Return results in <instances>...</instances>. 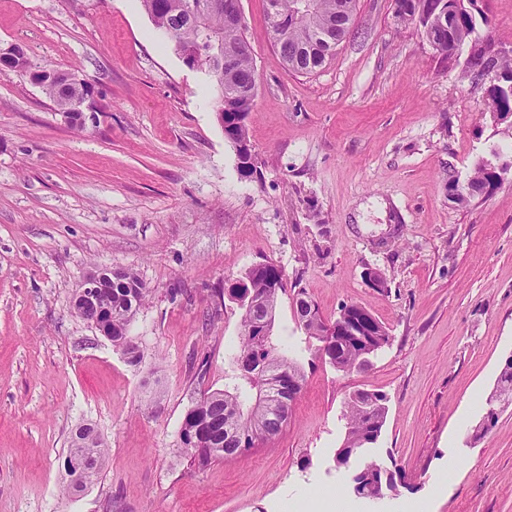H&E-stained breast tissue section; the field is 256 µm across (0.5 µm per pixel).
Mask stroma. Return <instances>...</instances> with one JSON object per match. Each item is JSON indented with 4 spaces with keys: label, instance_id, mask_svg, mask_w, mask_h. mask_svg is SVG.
Returning a JSON list of instances; mask_svg holds the SVG:
<instances>
[{
    "label": "stroma",
    "instance_id": "obj_1",
    "mask_svg": "<svg viewBox=\"0 0 512 512\" xmlns=\"http://www.w3.org/2000/svg\"><path fill=\"white\" fill-rule=\"evenodd\" d=\"M258 89L246 119L257 172L237 170L217 92L156 29L141 0H0V48L73 72L96 116L72 127L28 76L0 72V512H292L331 493L340 512H512V406L482 435L512 356V115L490 112L466 60L512 53V0H476L469 43L444 58L395 0H357L351 31L316 73L288 71L265 0H240ZM503 168L460 206L450 181ZM284 273L272 341L304 370L275 437L204 469L182 453L187 411L224 390L253 265ZM99 268L149 296L129 362L73 296ZM377 269L385 289L371 287ZM353 303L387 328L363 370L315 358L295 316ZM388 397L365 458L399 470L378 504L336 463L344 402ZM108 445L98 477L65 492L72 432Z\"/></svg>",
    "mask_w": 512,
    "mask_h": 512
}]
</instances>
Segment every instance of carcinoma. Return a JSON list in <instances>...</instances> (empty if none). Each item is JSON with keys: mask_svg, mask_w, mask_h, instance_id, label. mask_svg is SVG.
Returning a JSON list of instances; mask_svg holds the SVG:
<instances>
[{"mask_svg": "<svg viewBox=\"0 0 512 512\" xmlns=\"http://www.w3.org/2000/svg\"><path fill=\"white\" fill-rule=\"evenodd\" d=\"M160 31L171 35V43L187 64L204 71L218 90L217 111L224 113V134L234 144L238 170L251 176L257 169L246 165L243 149L250 147L245 120L252 111L256 79L252 49L245 26L228 22L224 10L214 7L215 0H142ZM474 0H395V13L403 24L423 28L433 49L451 58L448 46H461L474 32L473 16L465 3ZM292 0H267L270 28L281 35L279 53L288 69L310 74L322 68L335 55L336 46L346 37L353 22L356 0H313L301 12L288 8ZM45 94L68 115L69 122L81 125L84 116L78 106L89 95L87 85L74 74H51L42 84ZM490 180L484 164L475 167L467 185L454 198L467 204L477 196L468 187H483ZM281 268L259 263L244 276L232 298L243 310L241 336L234 363L241 384L231 390L207 394L196 400L186 413L183 434L197 431L205 435L184 449L190 463L205 467L213 461L228 460L239 448H253L256 442L277 435L283 422L274 418L272 407L278 389H292L289 402L300 393L303 371L300 365L279 352L271 340L279 292L284 288ZM98 306L112 311V345L123 349L131 359L136 348L126 327L148 297V290L136 274L116 269L102 282ZM294 314L306 336L315 342L314 356L328 361L338 371L368 366V348L379 351L389 342L386 327L372 319L375 333L355 336L343 331L350 321L324 319L314 302L302 290L294 301ZM495 392L503 407L512 405V364L501 369ZM388 413L387 397L375 391L359 390L345 400L346 434L337 458L358 473L350 489L359 495H383L396 487L398 472H389L374 462L350 465L353 451L377 442ZM70 452L88 456L95 462L92 476L104 464L107 445L92 426L79 427L70 438Z\"/></svg>", "mask_w": 512, "mask_h": 512, "instance_id": "1", "label": "carcinoma"}]
</instances>
